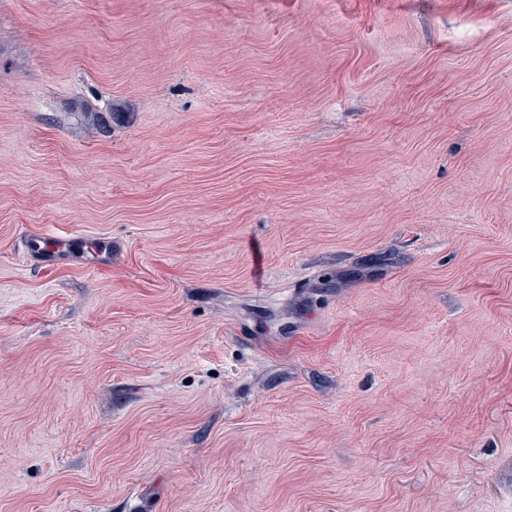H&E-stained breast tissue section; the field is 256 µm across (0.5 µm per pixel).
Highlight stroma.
Here are the masks:
<instances>
[{"instance_id": "stroma-1", "label": "stroma", "mask_w": 512, "mask_h": 512, "mask_svg": "<svg viewBox=\"0 0 512 512\" xmlns=\"http://www.w3.org/2000/svg\"><path fill=\"white\" fill-rule=\"evenodd\" d=\"M0 512H512V0H0ZM73 240L50 233L29 234L24 239V254L30 261L55 265L70 253ZM90 247L84 250L86 265L91 268L105 266L112 253L111 236L92 238Z\"/></svg>"}]
</instances>
